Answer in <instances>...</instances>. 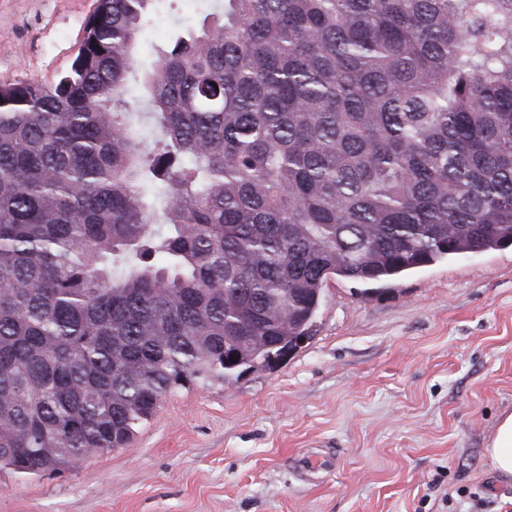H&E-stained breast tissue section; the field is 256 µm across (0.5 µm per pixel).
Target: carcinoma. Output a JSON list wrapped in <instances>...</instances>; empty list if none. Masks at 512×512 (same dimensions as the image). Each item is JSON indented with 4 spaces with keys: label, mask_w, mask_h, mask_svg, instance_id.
Returning a JSON list of instances; mask_svg holds the SVG:
<instances>
[{
    "label": "carcinoma",
    "mask_w": 512,
    "mask_h": 512,
    "mask_svg": "<svg viewBox=\"0 0 512 512\" xmlns=\"http://www.w3.org/2000/svg\"><path fill=\"white\" fill-rule=\"evenodd\" d=\"M159 2L97 0L57 82L0 80V473L277 363L333 276L512 245V0H221L144 69L155 152L125 80Z\"/></svg>",
    "instance_id": "1"
}]
</instances>
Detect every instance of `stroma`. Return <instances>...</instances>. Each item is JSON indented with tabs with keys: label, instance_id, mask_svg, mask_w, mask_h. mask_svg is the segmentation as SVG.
<instances>
[{
	"label": "stroma",
	"instance_id": "1",
	"mask_svg": "<svg viewBox=\"0 0 512 512\" xmlns=\"http://www.w3.org/2000/svg\"><path fill=\"white\" fill-rule=\"evenodd\" d=\"M96 0H0V79L69 70ZM164 0L141 60L199 29ZM512 412V246L324 288L313 336L167 397L127 448L0 476V512H512L486 448Z\"/></svg>",
	"mask_w": 512,
	"mask_h": 512
}]
</instances>
